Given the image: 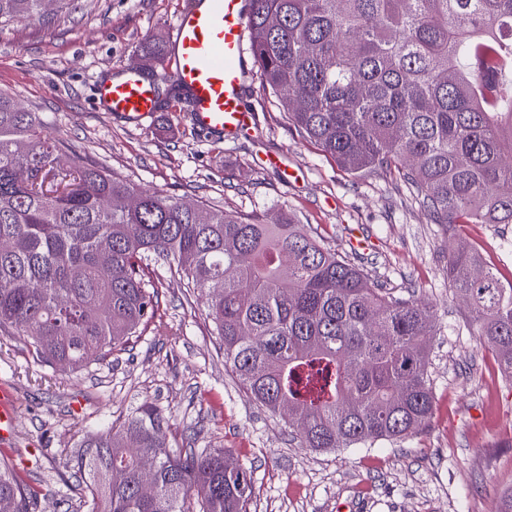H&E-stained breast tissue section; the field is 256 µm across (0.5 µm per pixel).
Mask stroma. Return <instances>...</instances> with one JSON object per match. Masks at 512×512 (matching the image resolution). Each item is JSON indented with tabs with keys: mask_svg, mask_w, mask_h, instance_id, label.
<instances>
[{
	"mask_svg": "<svg viewBox=\"0 0 512 512\" xmlns=\"http://www.w3.org/2000/svg\"><path fill=\"white\" fill-rule=\"evenodd\" d=\"M186 0H77L51 23L0 27V92L39 113L62 143L63 162L104 166L137 187L228 212L287 215L368 270L391 292L430 303V426L399 441L315 452L291 436L288 419L240 387L201 299L180 277L150 266L156 312L137 340L74 373L34 360L22 340L0 335V387L12 390L16 421L0 449L32 485L51 489L35 512H87L67 460L87 431L143 403L166 409L169 440L195 436L252 469L249 512H490L512 490V436L492 435L512 410V376L471 334L448 289L449 244L482 247L488 268L512 281V224H466L456 237L431 223L398 173L352 174L289 122L260 74L248 82L255 122L223 140L194 128L185 100L169 97L154 124L135 127L100 110L97 82L130 67L163 71L146 53L167 47ZM167 89L166 81L158 83ZM295 169L284 182L267 156Z\"/></svg>",
	"mask_w": 512,
	"mask_h": 512,
	"instance_id": "35a3bbf8",
	"label": "stroma"
}]
</instances>
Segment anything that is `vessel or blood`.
Returning <instances> with one entry per match:
<instances>
[{
  "label": "vessel or blood",
  "mask_w": 512,
  "mask_h": 512,
  "mask_svg": "<svg viewBox=\"0 0 512 512\" xmlns=\"http://www.w3.org/2000/svg\"><path fill=\"white\" fill-rule=\"evenodd\" d=\"M249 17V0H187L169 29L163 77L185 93L194 125L221 138H235L254 120L244 100ZM96 96L103 111L137 126L153 122L159 110L155 81L137 68L100 80ZM15 420L13 394L1 389V438Z\"/></svg>",
  "instance_id": "obj_1"
}]
</instances>
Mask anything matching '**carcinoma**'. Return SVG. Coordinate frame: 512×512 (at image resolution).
<instances>
[{
  "mask_svg": "<svg viewBox=\"0 0 512 512\" xmlns=\"http://www.w3.org/2000/svg\"><path fill=\"white\" fill-rule=\"evenodd\" d=\"M250 15L263 82L343 168L398 172L450 239L512 224V0H250ZM42 17V0H0V25ZM61 151L38 113L0 93L1 335L73 372L104 362L152 318L145 268L160 262L205 299L240 384L288 415L301 447L429 426L431 307L289 216L188 207L97 164L61 166ZM448 286L512 376V282L451 247ZM167 425L144 404L83 436L70 461L90 512H247L251 471L222 448L172 446ZM39 495L0 454V512H30Z\"/></svg>",
  "mask_w": 512,
  "mask_h": 512,
  "instance_id": "carcinoma-1",
  "label": "carcinoma"
}]
</instances>
